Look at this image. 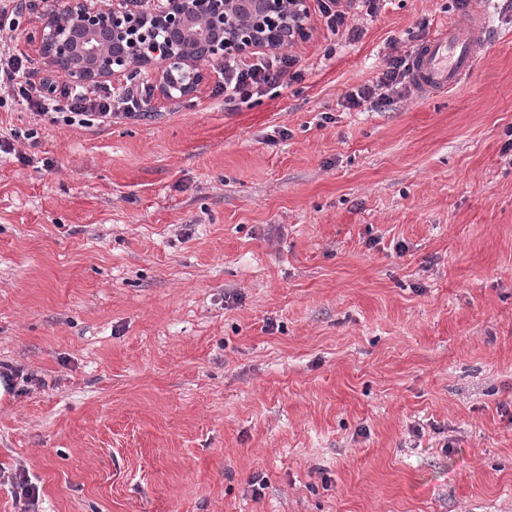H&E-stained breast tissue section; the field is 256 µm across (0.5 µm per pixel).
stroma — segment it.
I'll return each instance as SVG.
<instances>
[{"label":"stroma","mask_w":512,"mask_h":512,"mask_svg":"<svg viewBox=\"0 0 512 512\" xmlns=\"http://www.w3.org/2000/svg\"><path fill=\"white\" fill-rule=\"evenodd\" d=\"M452 93L345 92L467 18L382 0L235 112L0 151V512H512V0ZM39 490L30 500L22 483Z\"/></svg>","instance_id":"stroma-1"}]
</instances>
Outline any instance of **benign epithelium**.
I'll list each match as a JSON object with an SVG mask.
<instances>
[{"mask_svg":"<svg viewBox=\"0 0 512 512\" xmlns=\"http://www.w3.org/2000/svg\"><path fill=\"white\" fill-rule=\"evenodd\" d=\"M306 0H51L24 34L44 63L74 85L95 86L135 73L158 92L190 96L205 63L278 50L306 30Z\"/></svg>","mask_w":512,"mask_h":512,"instance_id":"obj_1","label":"benign epithelium"}]
</instances>
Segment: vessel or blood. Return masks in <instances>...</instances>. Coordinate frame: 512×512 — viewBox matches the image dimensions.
Here are the masks:
<instances>
[{"instance_id":"vessel-or-blood-1","label":"vessel or blood","mask_w":512,"mask_h":512,"mask_svg":"<svg viewBox=\"0 0 512 512\" xmlns=\"http://www.w3.org/2000/svg\"><path fill=\"white\" fill-rule=\"evenodd\" d=\"M487 40L481 12L451 23L425 40L412 55L411 78L424 95L448 92L469 78Z\"/></svg>"}]
</instances>
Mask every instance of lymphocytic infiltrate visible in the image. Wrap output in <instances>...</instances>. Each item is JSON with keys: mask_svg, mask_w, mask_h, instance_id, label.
Masks as SVG:
<instances>
[{"mask_svg": "<svg viewBox=\"0 0 512 512\" xmlns=\"http://www.w3.org/2000/svg\"><path fill=\"white\" fill-rule=\"evenodd\" d=\"M25 0H0V90L9 98L26 102L35 119L52 126L108 127L123 119L148 117L149 97L142 89L126 88L121 93L85 87L81 91L60 88L56 79L32 82L25 59L14 54L12 34L19 26ZM410 73V55L401 53L387 59L374 85L347 91L348 107L386 104ZM297 59L292 54L270 53L224 64V109L239 110L257 96H275L289 81L299 79Z\"/></svg>", "mask_w": 512, "mask_h": 512, "instance_id": "lymphocytic-infiltrate-1", "label": "lymphocytic infiltrate"}]
</instances>
